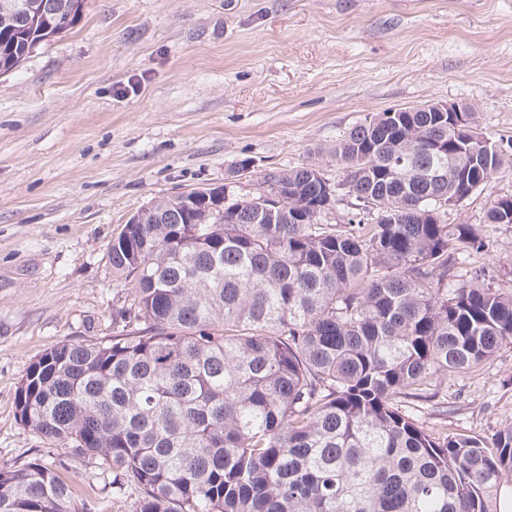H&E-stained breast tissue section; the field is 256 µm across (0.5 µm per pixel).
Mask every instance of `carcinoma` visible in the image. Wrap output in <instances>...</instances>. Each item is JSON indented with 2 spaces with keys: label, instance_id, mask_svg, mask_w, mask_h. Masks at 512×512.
Here are the masks:
<instances>
[{
  "label": "carcinoma",
  "instance_id": "carcinoma-1",
  "mask_svg": "<svg viewBox=\"0 0 512 512\" xmlns=\"http://www.w3.org/2000/svg\"><path fill=\"white\" fill-rule=\"evenodd\" d=\"M0 73L73 25L85 0H0ZM343 189L274 169L290 219L231 197L179 224L171 197L112 239L129 321L31 363L20 422L141 490L139 512H512V428L436 435L406 414L512 343V288L469 267L485 243L447 224L512 170L475 112L368 114L336 141ZM358 211L326 218L344 197ZM512 224V195L485 214ZM0 512H85L72 480L0 464Z\"/></svg>",
  "mask_w": 512,
  "mask_h": 512
}]
</instances>
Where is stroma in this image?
Wrapping results in <instances>:
<instances>
[{"instance_id":"1","label":"stroma","mask_w":512,"mask_h":512,"mask_svg":"<svg viewBox=\"0 0 512 512\" xmlns=\"http://www.w3.org/2000/svg\"><path fill=\"white\" fill-rule=\"evenodd\" d=\"M447 101L512 140V0H87L76 24L0 76V463L72 479L89 512H137L16 412L30 364L63 343L121 333L125 292L107 247L152 200L195 188L253 192L266 170L313 164L367 114ZM253 168L237 176L242 159ZM512 175L443 216L487 243L474 257L512 286V224H488ZM427 429L512 426V344L439 387Z\"/></svg>"}]
</instances>
